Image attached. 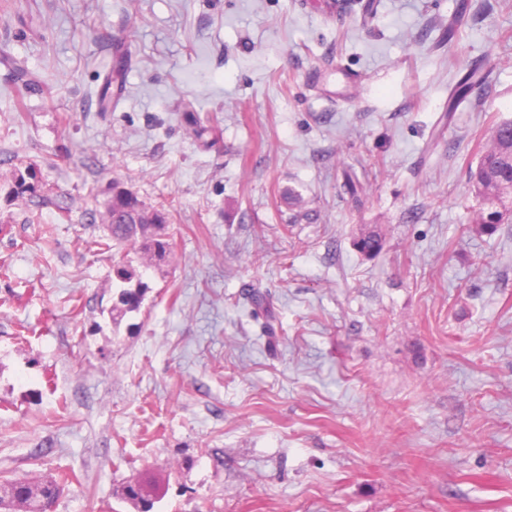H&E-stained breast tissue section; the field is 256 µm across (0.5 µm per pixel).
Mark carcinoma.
<instances>
[{
	"label": "carcinoma",
	"mask_w": 512,
	"mask_h": 512,
	"mask_svg": "<svg viewBox=\"0 0 512 512\" xmlns=\"http://www.w3.org/2000/svg\"><path fill=\"white\" fill-rule=\"evenodd\" d=\"M478 71L467 72L454 89L448 108L452 109L474 86L481 83ZM11 194L35 195L38 180L35 165L20 164L13 171ZM473 192L480 199V207L473 212L471 224L479 234H493L500 224L512 223V208L500 196L512 189V120L497 122L491 129L479 164L471 173ZM112 243H104L106 249L136 247L141 253L142 266L149 270L167 263L175 252V241L164 233L168 214L161 209L149 208L137 195L118 181H112V195L99 212ZM358 251L372 256L382 249L380 233L371 231L361 234L355 241ZM144 283L135 288H124L118 295V303L112 306V321L117 323L129 312L139 308ZM69 478L34 475L24 480H8L12 488L8 499L0 498V512H32L39 508L54 507ZM157 485L149 479L139 483V491L128 488L126 498L142 501L144 496H155Z\"/></svg>",
	"instance_id": "carcinoma-1"
}]
</instances>
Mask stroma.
<instances>
[{"instance_id": "stroma-1", "label": "stroma", "mask_w": 512, "mask_h": 512, "mask_svg": "<svg viewBox=\"0 0 512 512\" xmlns=\"http://www.w3.org/2000/svg\"><path fill=\"white\" fill-rule=\"evenodd\" d=\"M503 119L512 0L0 12V480L75 472L55 512H139L142 475L152 512H512V224H468ZM23 161L41 192L13 198ZM116 180L176 242L117 324Z\"/></svg>"}]
</instances>
